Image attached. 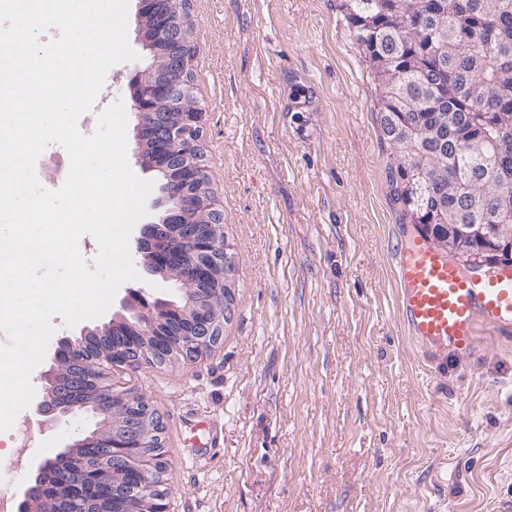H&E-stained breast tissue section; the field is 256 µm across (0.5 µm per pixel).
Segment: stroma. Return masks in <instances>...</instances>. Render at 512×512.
I'll return each mask as SVG.
<instances>
[{
    "label": "stroma",
    "instance_id": "stroma-1",
    "mask_svg": "<svg viewBox=\"0 0 512 512\" xmlns=\"http://www.w3.org/2000/svg\"><path fill=\"white\" fill-rule=\"evenodd\" d=\"M343 0H190L196 104L211 188L234 243L236 309L193 362L115 372L163 420L170 512H500L512 501V339L435 368L397 310L392 245L416 235L397 201L369 66ZM129 0L135 59L107 71L77 120L128 103L149 63ZM100 317L172 280L133 256ZM88 419L35 427L26 454L0 432V470L30 484L33 461Z\"/></svg>",
    "mask_w": 512,
    "mask_h": 512
}]
</instances>
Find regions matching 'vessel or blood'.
I'll return each instance as SVG.
<instances>
[{"label": "vessel or blood", "instance_id": "vessel-or-blood-1", "mask_svg": "<svg viewBox=\"0 0 512 512\" xmlns=\"http://www.w3.org/2000/svg\"><path fill=\"white\" fill-rule=\"evenodd\" d=\"M393 255L399 319L428 360L442 365L485 337L512 335V265L489 274L423 237L395 244Z\"/></svg>", "mask_w": 512, "mask_h": 512}]
</instances>
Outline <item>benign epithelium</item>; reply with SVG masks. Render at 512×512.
<instances>
[{
	"label": "benign epithelium",
	"instance_id": "7a95c632",
	"mask_svg": "<svg viewBox=\"0 0 512 512\" xmlns=\"http://www.w3.org/2000/svg\"><path fill=\"white\" fill-rule=\"evenodd\" d=\"M189 23L188 15H168L153 29L152 37L144 38L156 53L167 54L166 72L138 85L131 96L130 109L137 115V149L150 143L156 166L165 172L170 187L156 201V205L165 206L160 223L179 225V239L191 246L185 256L157 246L160 223L152 222L142 225L136 252L145 254L153 269L187 265L194 276L196 295L190 305L179 308L167 300L150 301L139 291L132 318L121 316L102 330L85 328L77 336L58 339L51 362L64 353L71 368L62 373L52 365L43 372L46 394L38 402L36 413L45 422L68 421L76 414L73 399L91 386L101 394L97 412H111L112 401L120 392L114 389L110 373L106 372L108 368H137L158 361L167 356L170 347L178 352L179 360L192 362L212 351L223 338V323L210 313L207 295L216 287L210 277L211 267L225 264L226 280L233 279L230 246L220 251L215 248V229L224 223V211L214 199L210 223L194 224L190 219L200 174L206 167L202 145L205 113L200 109L185 112L182 108L183 100L193 94V86L186 79L193 61L185 52ZM444 229L442 247L449 257L512 264V224H446ZM129 325L143 344L129 346L117 339L119 328ZM151 414L156 416L158 412L143 396L130 402L124 415L122 444L113 443L110 437L101 440L96 435L84 434L66 445L74 458L73 470L56 472V458H44L37 471L46 475L48 482L28 486L17 512H40L48 494L56 496L55 502L62 512H71L78 505L82 506L81 512H112V503L123 496L132 502L147 503L149 512H169V493H160L158 485L145 478L161 460L147 452L159 440L146 425ZM115 470H124L137 478L127 488L118 489L112 483Z\"/></svg>",
	"mask_w": 512,
	"mask_h": 512
}]
</instances>
